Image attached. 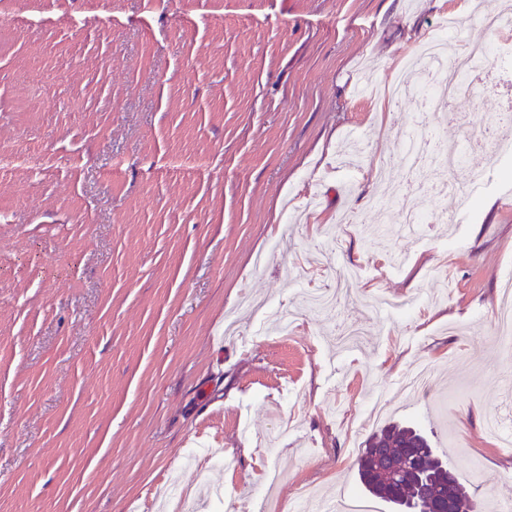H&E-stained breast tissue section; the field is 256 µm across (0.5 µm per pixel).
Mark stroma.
<instances>
[{
	"label": "stroma",
	"mask_w": 512,
	"mask_h": 512,
	"mask_svg": "<svg viewBox=\"0 0 512 512\" xmlns=\"http://www.w3.org/2000/svg\"><path fill=\"white\" fill-rule=\"evenodd\" d=\"M456 0H0V512H258L356 493L393 422L445 450L478 503L512 501V153L472 149L445 223L400 231L416 101L388 90ZM474 0L448 56L501 42ZM512 97L457 96L437 138L478 140ZM204 158L189 172L169 155ZM127 160L112 175V160ZM346 282L282 337L268 307ZM428 363L426 391L398 384ZM41 161L42 157L37 153L0 148V172L14 168H37ZM503 293L494 325L495 345L509 355L512 351V280L503 283Z\"/></svg>",
	"instance_id": "obj_1"
}]
</instances>
